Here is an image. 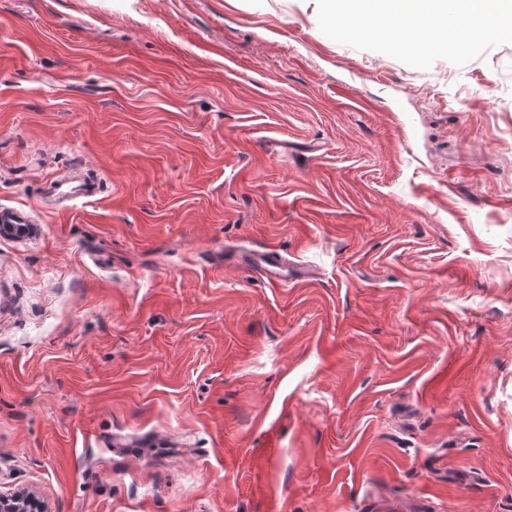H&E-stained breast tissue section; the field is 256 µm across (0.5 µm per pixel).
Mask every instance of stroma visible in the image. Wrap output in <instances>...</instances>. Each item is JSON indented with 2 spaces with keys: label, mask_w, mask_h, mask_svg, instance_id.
Wrapping results in <instances>:
<instances>
[{
  "label": "stroma",
  "mask_w": 512,
  "mask_h": 512,
  "mask_svg": "<svg viewBox=\"0 0 512 512\" xmlns=\"http://www.w3.org/2000/svg\"><path fill=\"white\" fill-rule=\"evenodd\" d=\"M317 13L0 0L1 496L512 512V44L418 69ZM46 193L51 196L71 195L73 197H82L86 199L94 198L98 191L90 184H84L80 189L73 190L67 183L57 180H51L46 185Z\"/></svg>",
  "instance_id": "35a3bbf8"
}]
</instances>
